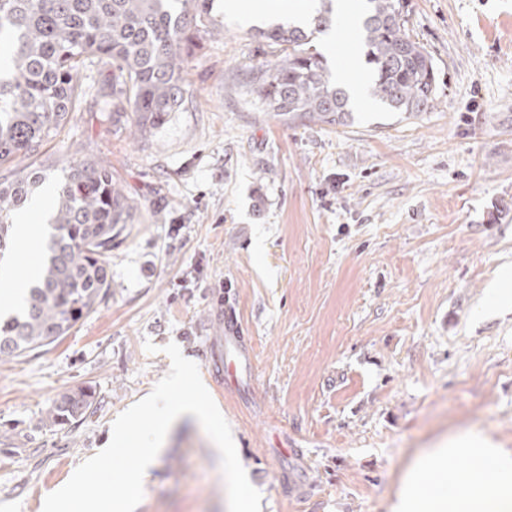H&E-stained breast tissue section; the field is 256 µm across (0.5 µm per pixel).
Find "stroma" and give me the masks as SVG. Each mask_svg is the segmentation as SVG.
Returning <instances> with one entry per match:
<instances>
[{
    "label": "stroma",
    "instance_id": "1",
    "mask_svg": "<svg viewBox=\"0 0 512 512\" xmlns=\"http://www.w3.org/2000/svg\"><path fill=\"white\" fill-rule=\"evenodd\" d=\"M180 111L134 130L102 111L111 66L41 159L58 185L92 158L139 209L111 286L66 336L0 359V506L45 492L102 450L115 418L170 370L206 369L224 307L243 323L244 396L205 386L261 512H389L415 456L474 428L512 448V311L480 315L512 265V0H410L407 33L438 90L425 112L359 103L346 124L284 117L246 87L280 50L213 0ZM157 353H148L145 342ZM81 387L96 410L44 417ZM221 459L191 418L169 429L136 512H226Z\"/></svg>",
    "mask_w": 512,
    "mask_h": 512
}]
</instances>
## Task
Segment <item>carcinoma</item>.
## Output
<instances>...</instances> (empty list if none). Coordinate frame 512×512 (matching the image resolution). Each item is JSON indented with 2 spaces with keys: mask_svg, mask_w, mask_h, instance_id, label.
<instances>
[{
  "mask_svg": "<svg viewBox=\"0 0 512 512\" xmlns=\"http://www.w3.org/2000/svg\"><path fill=\"white\" fill-rule=\"evenodd\" d=\"M211 2L0 0V49L9 59L8 75L0 77V164L29 159L59 135L84 93L81 72L95 58L112 65V91H99L102 111L123 98L139 125L178 111L186 56ZM315 2L306 25L288 20L258 30L288 53L256 71L250 92L279 116L342 124L356 101L312 50L315 35L338 26L332 0ZM365 2L355 36L370 71L368 97L390 112L427 111L435 99V68L406 33L408 0ZM44 180L42 170L27 164L0 183V260L11 254L16 212ZM132 217L109 166L79 160L63 169L40 279L21 312L0 320V359L53 343L93 310L111 287L112 233ZM94 405V391L81 388L57 401L47 420L72 422Z\"/></svg>",
  "mask_w": 512,
  "mask_h": 512,
  "instance_id": "obj_1",
  "label": "carcinoma"
}]
</instances>
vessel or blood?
I'll return each mask as SVG.
<instances>
[{
    "instance_id": "b4317fda",
    "label": "vessel or blood",
    "mask_w": 512,
    "mask_h": 512,
    "mask_svg": "<svg viewBox=\"0 0 512 512\" xmlns=\"http://www.w3.org/2000/svg\"><path fill=\"white\" fill-rule=\"evenodd\" d=\"M241 329L234 308H226L223 335L212 337L207 343L211 377L217 384L235 393L240 390L243 375L254 372L251 352Z\"/></svg>"
}]
</instances>
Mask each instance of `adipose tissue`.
<instances>
[{"label":"adipose tissue","instance_id":"ef3b65f1","mask_svg":"<svg viewBox=\"0 0 512 512\" xmlns=\"http://www.w3.org/2000/svg\"><path fill=\"white\" fill-rule=\"evenodd\" d=\"M50 191H42L18 224L19 246L30 259L0 265V315L9 316L36 281L44 244L43 224L32 222V214H48ZM459 457L466 466L449 468V459ZM390 512H512V450L497 446L475 430L449 435L437 448H427L406 471Z\"/></svg>","mask_w":512,"mask_h":512}]
</instances>
